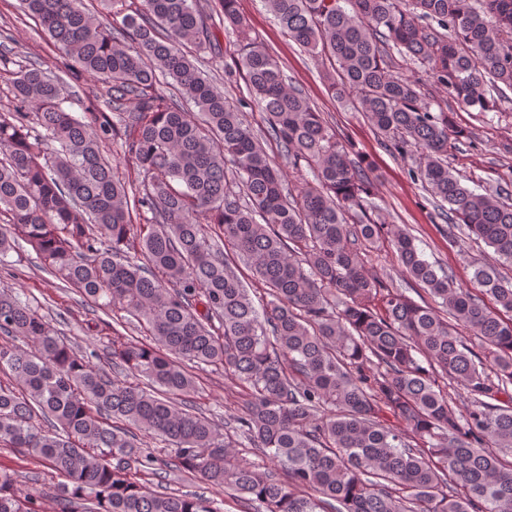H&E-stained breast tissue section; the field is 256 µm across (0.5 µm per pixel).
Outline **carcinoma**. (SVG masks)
Segmentation results:
<instances>
[{"label": "carcinoma", "mask_w": 512, "mask_h": 512, "mask_svg": "<svg viewBox=\"0 0 512 512\" xmlns=\"http://www.w3.org/2000/svg\"><path fill=\"white\" fill-rule=\"evenodd\" d=\"M99 2L95 16L84 0H21L75 62L64 75L0 52L13 94L0 112V263L26 241L62 287L124 313L150 342L78 349L20 293L0 292V447L60 479L58 512H219L164 486L169 471L256 512H512V275L479 265L463 288L407 231L368 217V160L352 159L250 38L239 0L213 2L241 43L259 132L192 60L201 0ZM477 2L268 0L288 38L327 65L328 91L411 161L467 239L512 267V200L461 182L448 156L463 131L403 73L422 67L464 108L493 110L512 88V0ZM83 75L117 122L63 107ZM265 140L315 179L289 184ZM115 141L132 180L117 175ZM383 241L435 305L368 272ZM237 258L265 286L260 309ZM191 364L238 380L243 413L221 426L196 411ZM242 438L272 466L239 460ZM20 478L0 471V512H40L41 491L19 494Z\"/></svg>", "instance_id": "carcinoma-1"}]
</instances>
